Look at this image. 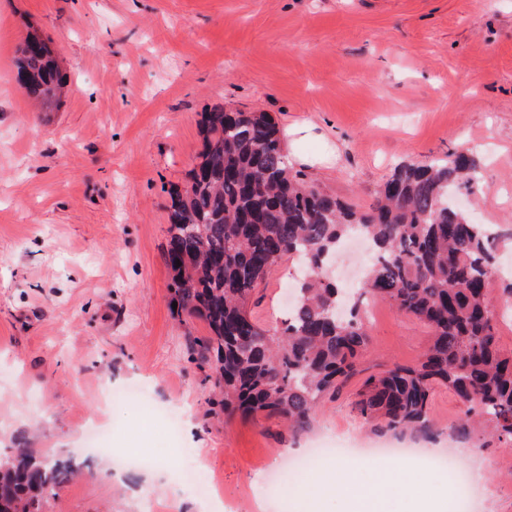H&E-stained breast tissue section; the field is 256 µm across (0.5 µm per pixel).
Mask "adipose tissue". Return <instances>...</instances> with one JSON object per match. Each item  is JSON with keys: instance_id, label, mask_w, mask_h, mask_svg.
Instances as JSON below:
<instances>
[{"instance_id": "1", "label": "adipose tissue", "mask_w": 512, "mask_h": 512, "mask_svg": "<svg viewBox=\"0 0 512 512\" xmlns=\"http://www.w3.org/2000/svg\"><path fill=\"white\" fill-rule=\"evenodd\" d=\"M375 467L377 483L366 488L357 483L354 470L344 461L336 460L327 464L326 472L332 484L346 491L349 512H384L382 504L386 490L413 495L426 485L423 478L406 472L399 463L379 461Z\"/></svg>"}]
</instances>
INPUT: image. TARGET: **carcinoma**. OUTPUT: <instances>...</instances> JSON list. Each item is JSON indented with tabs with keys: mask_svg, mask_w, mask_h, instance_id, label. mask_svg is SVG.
I'll use <instances>...</instances> for the list:
<instances>
[{
	"mask_svg": "<svg viewBox=\"0 0 512 512\" xmlns=\"http://www.w3.org/2000/svg\"><path fill=\"white\" fill-rule=\"evenodd\" d=\"M17 82L37 104L60 102L65 77L36 30L20 47ZM201 126L198 162L171 196L165 259L177 310L208 326L192 349L214 371L224 416L275 415L295 434L308 431L323 399L359 374L369 296L427 325L432 339L417 364L392 362L363 380L359 416L377 432L431 441V400L445 388L462 406L461 438L488 429L512 440V355L499 346L488 300L498 235L454 200L478 184L479 160L453 151L403 162L361 210L293 171L270 113L217 106ZM353 233L370 241L373 261L340 318L343 292L328 261ZM286 258L303 270L298 300L284 327H270L251 309L253 295ZM77 472L15 449L0 461V512H45L46 496Z\"/></svg>",
	"mask_w": 512,
	"mask_h": 512,
	"instance_id": "obj_1",
	"label": "carcinoma"
}]
</instances>
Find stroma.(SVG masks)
<instances>
[{
    "label": "stroma",
    "instance_id": "1",
    "mask_svg": "<svg viewBox=\"0 0 512 512\" xmlns=\"http://www.w3.org/2000/svg\"><path fill=\"white\" fill-rule=\"evenodd\" d=\"M52 41L67 93L40 112L19 89L15 57L29 29ZM259 109L278 121L295 169L357 207L393 166L468 150L479 187L460 190L472 219L499 229L490 302L502 312L512 268V0H0V457L24 445L82 472L46 512H198L199 499L153 469L116 471L85 447L88 424L113 425L117 453L149 449L221 485L230 512H345L323 469L288 503L259 489L287 459L352 439L361 478L392 436L354 409L357 385L326 399L309 433L278 417L225 418L213 372L192 359L206 323L172 307L164 253L168 207L202 150L201 112ZM293 262L253 308L279 324ZM365 374L416 364L428 328L384 302L367 310ZM144 384L147 402L104 404L108 388ZM183 414L168 448L150 404ZM444 452L461 417L448 390L432 399ZM473 512H512V442L476 437Z\"/></svg>",
    "mask_w": 512,
    "mask_h": 512
}]
</instances>
